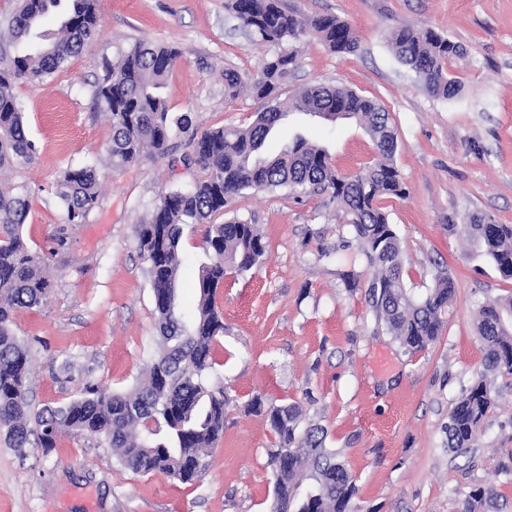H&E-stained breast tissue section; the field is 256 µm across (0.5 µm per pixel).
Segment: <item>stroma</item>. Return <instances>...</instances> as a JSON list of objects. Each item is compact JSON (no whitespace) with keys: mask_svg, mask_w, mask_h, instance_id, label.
<instances>
[{"mask_svg":"<svg viewBox=\"0 0 512 512\" xmlns=\"http://www.w3.org/2000/svg\"><path fill=\"white\" fill-rule=\"evenodd\" d=\"M284 2L307 19L336 16L360 36L358 51L346 56L315 40L298 43L290 85L346 87L389 112L406 195L378 204L400 238L405 287L424 295L439 269L455 281L441 335L413 354L377 328L365 296L367 261L328 194L244 192L216 220L254 219L267 256L245 274H227L217 291L224 334L214 344L212 379L223 382L230 402L224 436L199 481L132 473L111 448L80 436H60L47 453L0 440V512H269L267 450L275 435L249 410L257 395L298 402L306 421L326 429L327 447L355 478V512H457L460 499L489 485L502 512H512V376L485 371L476 330L479 306L512 298V279L461 231L475 214L512 224V0ZM99 9L100 31L81 55L44 82H17L37 157L0 176L4 187L27 191L24 237L46 254L52 279L47 301L15 319L30 344L27 391L36 410L67 403L89 384L128 391L144 377L160 337L136 230L162 193L188 188L197 171L183 162L178 135L166 155L123 168L108 164L110 122L93 100L103 61L138 41L176 46L170 110L192 113L205 131L252 122L259 101L246 90L227 98L224 71L255 73L272 52L240 27L231 0H99ZM419 25L466 49L448 63L460 83L454 98L428 94L389 48L394 29ZM299 134L325 148L343 176L376 157L360 123L330 125L299 112L264 150L276 153ZM88 163L103 174L101 205L87 223L66 226L67 244L55 250L64 211L53 184L62 170ZM180 247V300L189 315L206 260L200 231L185 227ZM350 270L357 276L352 288L343 280ZM481 378L494 389L496 406L474 447L450 452L448 415Z\"/></svg>","mask_w":512,"mask_h":512,"instance_id":"obj_1","label":"stroma"}]
</instances>
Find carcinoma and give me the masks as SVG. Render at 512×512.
Here are the masks:
<instances>
[{
    "label": "carcinoma",
    "mask_w": 512,
    "mask_h": 512,
    "mask_svg": "<svg viewBox=\"0 0 512 512\" xmlns=\"http://www.w3.org/2000/svg\"><path fill=\"white\" fill-rule=\"evenodd\" d=\"M60 2L20 0L18 12L8 22L12 41L36 39L38 44L33 51L0 61V170L30 164L37 154L14 93L16 82L52 77L85 50L101 26L97 0H72L57 30H39L40 17ZM232 11L252 39L275 48L248 80L234 69L224 71V91L230 97L246 88L263 102L249 126H221L200 133L190 114L169 112L164 89L179 57L170 45L135 43L116 62L105 63L94 84L95 104L111 121L109 164L126 167L147 155H164L170 135L176 132L186 139L198 166L189 188L162 194L149 220L137 228L162 346L144 380L132 390L115 393L88 385L65 405L40 411L31 407L26 398L30 352L13 326L18 312L46 301L51 282L45 257L32 251L23 238L30 210L27 192L0 189V438L8 447L34 445L48 452L61 435L77 434L107 445L120 466L133 473H162L185 484L199 480L208 450L224 435L228 404L224 385L208 380L215 366L214 343L224 332L217 288L227 272L244 274L266 256L263 236L251 221L236 216L213 223V217L245 191L330 192L371 269L366 295L377 323L414 353L440 335L442 312L455 294L453 278L445 270L437 271L433 288L419 298L405 288L400 239L388 214L378 206L384 196L406 195L394 161L398 142L389 112L376 100L337 86L288 90L298 65L291 43L313 38L344 56L357 51V31L334 16L301 18L282 7L280 0H233ZM389 46L429 94L446 99L459 91L445 64L464 55L461 44L429 27L406 26L391 33ZM293 112L331 123L359 119L374 142L376 160L354 176L341 177L327 151L302 135L273 156L262 154L267 139ZM54 194L63 206L64 223H86L102 201L99 168L63 170ZM186 224L201 226L208 257L199 268L195 311L189 321L179 307L183 267L179 243ZM465 232L504 277L512 278L511 224L477 215ZM477 331L484 345L485 370L512 375V299L481 305ZM494 405L495 394L486 381L465 390L443 428L448 448L472 447ZM250 408L266 419L276 436L274 447L267 449L274 485L271 512H351L354 478L336 451L326 446L325 430L303 426V412L296 403H267L256 396ZM306 471L316 486L301 497ZM497 497L491 486L478 488L461 502L459 512H487Z\"/></svg>",
    "instance_id": "obj_1"
}]
</instances>
